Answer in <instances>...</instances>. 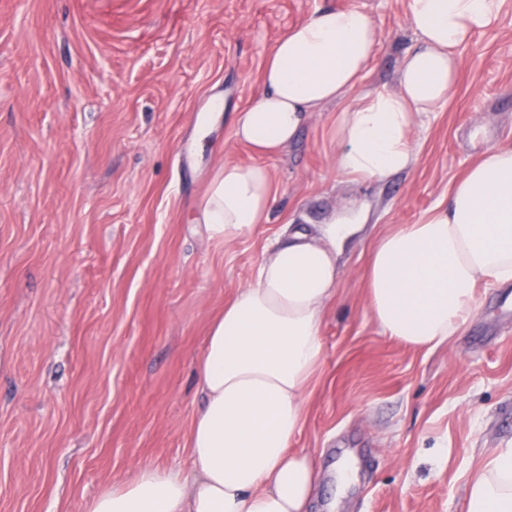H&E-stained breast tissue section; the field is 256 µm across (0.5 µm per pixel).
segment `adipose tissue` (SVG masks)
I'll return each instance as SVG.
<instances>
[{"instance_id":"1","label":"adipose tissue","mask_w":512,"mask_h":512,"mask_svg":"<svg viewBox=\"0 0 512 512\" xmlns=\"http://www.w3.org/2000/svg\"><path fill=\"white\" fill-rule=\"evenodd\" d=\"M504 0H406L416 43L397 86L346 103L336 119V169L377 181L416 160L414 132L457 94L463 52L494 28ZM381 32L362 8L319 10L271 49L262 95L234 117L233 134L261 158L278 155L311 112L344 101L368 71ZM274 198L262 163H225L202 212L210 238L232 242L268 219ZM363 207L295 226L264 247L253 282L215 318L198 362L204 396L187 438L189 475L151 466L94 497L87 512H306L320 474L292 450L309 386L323 360L322 325L345 247L363 234ZM512 283V147L489 149L447 204L382 234L368 273L371 313L414 349H433L474 314L480 287ZM467 512H512V447L485 456Z\"/></svg>"}]
</instances>
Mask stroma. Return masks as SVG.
<instances>
[{"label": "stroma", "mask_w": 512, "mask_h": 512, "mask_svg": "<svg viewBox=\"0 0 512 512\" xmlns=\"http://www.w3.org/2000/svg\"><path fill=\"white\" fill-rule=\"evenodd\" d=\"M352 6L382 32L356 93L392 88L415 41L406 0H0V512H86L138 467L187 471L210 320L289 225L352 200L370 207L368 233L341 256L291 443L319 469L310 512H465L469 474L512 446V288H487L432 351L387 336L365 288L377 234L418 223L486 149L512 146V0L416 130L412 168L340 176L331 103L267 159L266 223L224 243L200 222L218 167L255 160L232 122L275 43ZM346 461L358 477L342 486Z\"/></svg>", "instance_id": "35a3bbf8"}]
</instances>
